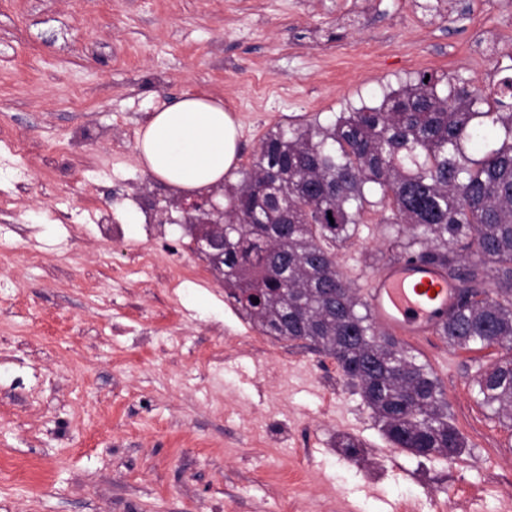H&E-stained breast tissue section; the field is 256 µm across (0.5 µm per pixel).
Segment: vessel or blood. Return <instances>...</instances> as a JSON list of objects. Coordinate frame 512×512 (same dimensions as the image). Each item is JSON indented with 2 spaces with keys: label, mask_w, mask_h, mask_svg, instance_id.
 Masks as SVG:
<instances>
[{
  "label": "vessel or blood",
  "mask_w": 512,
  "mask_h": 512,
  "mask_svg": "<svg viewBox=\"0 0 512 512\" xmlns=\"http://www.w3.org/2000/svg\"><path fill=\"white\" fill-rule=\"evenodd\" d=\"M457 297L444 267L407 257L384 262L370 275L367 288L375 324L403 341L432 337Z\"/></svg>",
  "instance_id": "1"
}]
</instances>
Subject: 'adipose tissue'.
Returning <instances> with one entry per match:
<instances>
[{
    "label": "adipose tissue",
    "mask_w": 512,
    "mask_h": 512,
    "mask_svg": "<svg viewBox=\"0 0 512 512\" xmlns=\"http://www.w3.org/2000/svg\"><path fill=\"white\" fill-rule=\"evenodd\" d=\"M237 138L223 100L186 94L150 114L137 148L146 170L174 192L201 193L233 169Z\"/></svg>",
    "instance_id": "adipose-tissue-1"
}]
</instances>
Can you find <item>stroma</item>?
Wrapping results in <instances>:
<instances>
[{
    "mask_svg": "<svg viewBox=\"0 0 512 512\" xmlns=\"http://www.w3.org/2000/svg\"><path fill=\"white\" fill-rule=\"evenodd\" d=\"M476 53L493 79L512 65V0H0V512H336L334 493L347 512H502L512 430L474 382L500 350L408 343L465 446L393 447L333 358L245 340L180 226H144L171 190L137 150L150 112L200 91L238 123L246 170L278 126L330 123L417 72L486 88ZM365 219L336 251L361 292L395 256ZM140 253L151 266L127 274Z\"/></svg>",
    "mask_w": 512,
    "mask_h": 512,
    "instance_id": "1",
    "label": "stroma"
}]
</instances>
